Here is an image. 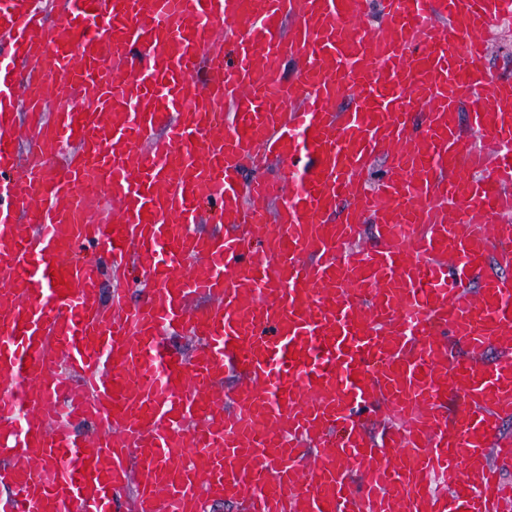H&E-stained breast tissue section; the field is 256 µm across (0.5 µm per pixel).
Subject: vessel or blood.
<instances>
[{"label":"vessel or blood","mask_w":512,"mask_h":512,"mask_svg":"<svg viewBox=\"0 0 512 512\" xmlns=\"http://www.w3.org/2000/svg\"><path fill=\"white\" fill-rule=\"evenodd\" d=\"M511 20L0 0V512H505ZM489 55L495 67L511 64L512 69V24L494 28L489 34Z\"/></svg>","instance_id":"b4317fda"}]
</instances>
